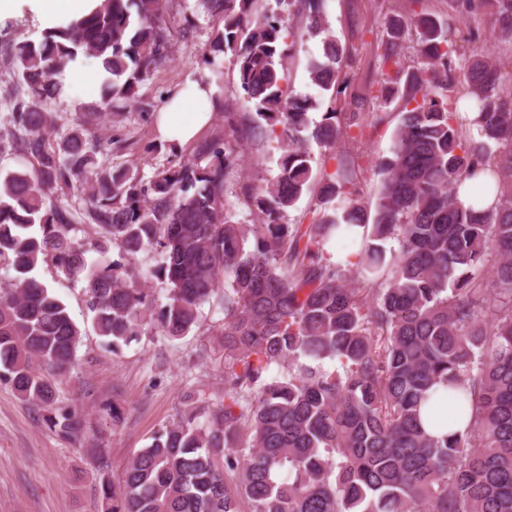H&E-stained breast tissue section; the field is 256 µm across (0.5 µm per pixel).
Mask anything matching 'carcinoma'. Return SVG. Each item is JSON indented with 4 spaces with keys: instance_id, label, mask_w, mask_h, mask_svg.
<instances>
[{
    "instance_id": "carcinoma-1",
    "label": "carcinoma",
    "mask_w": 512,
    "mask_h": 512,
    "mask_svg": "<svg viewBox=\"0 0 512 512\" xmlns=\"http://www.w3.org/2000/svg\"><path fill=\"white\" fill-rule=\"evenodd\" d=\"M173 2L101 0L37 41L0 40V65L13 76L0 85L9 111L0 158L18 164L0 168V265L16 272L0 288V381L44 407L62 437L82 434L55 386L75 365L81 330L32 276L47 256L83 282L94 326L112 348L153 331L184 336L215 298L230 351L221 403L190 395L181 418L131 457L121 483L101 479L102 512H242L244 503L248 512H512V95L499 69L477 55L459 73L456 39L434 16L390 19L381 61L394 75L380 98L400 112L391 156L378 163L373 215L354 163L341 161L323 173L313 221L287 224L285 212L313 182L308 142L334 144L362 122L359 112L336 111L334 97L285 87L282 45L319 37L322 59L309 79L338 94L344 49L323 0H279L300 29L258 12L257 0H201L224 21L207 63L231 55L254 112L224 113V129L195 155L148 179L99 160L126 149L121 138L101 141L102 117L155 111L140 84L174 60L177 41L193 39V20L166 21ZM475 7L512 40V0L461 2L463 13ZM411 31L420 61L406 68L399 49ZM88 57L109 74L100 101L53 144L57 76ZM460 83L478 108L479 141L457 121ZM267 136L280 150L278 172L243 188L251 219L242 221L229 196L242 157ZM466 180L477 194L494 187L495 206L464 207L457 189ZM65 188L85 206L59 204L53 193ZM78 222L102 239L76 242ZM354 227L364 229L362 248L347 274L326 246ZM390 240L398 249L387 251ZM112 246L121 261L106 259ZM150 246L159 261L148 275L167 291L157 320L154 296L135 274ZM91 251L100 259H88ZM326 359L336 365L324 367ZM439 385L470 408L466 428L450 438L419 422Z\"/></svg>"
}]
</instances>
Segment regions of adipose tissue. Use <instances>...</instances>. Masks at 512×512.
Returning a JSON list of instances; mask_svg holds the SVG:
<instances>
[{
  "instance_id": "1",
  "label": "adipose tissue",
  "mask_w": 512,
  "mask_h": 512,
  "mask_svg": "<svg viewBox=\"0 0 512 512\" xmlns=\"http://www.w3.org/2000/svg\"><path fill=\"white\" fill-rule=\"evenodd\" d=\"M43 27L87 15L100 0H27ZM215 89L206 79H198L175 91L157 114V129L166 139L185 144L211 117L210 99Z\"/></svg>"
}]
</instances>
